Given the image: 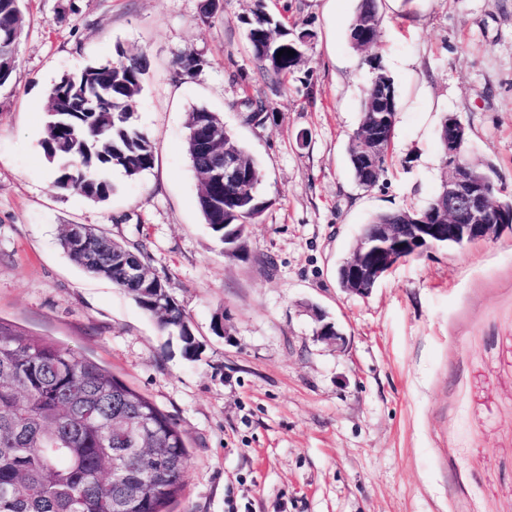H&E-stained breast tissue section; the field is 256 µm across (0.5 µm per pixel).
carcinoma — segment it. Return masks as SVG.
Instances as JSON below:
<instances>
[{
	"label": "carcinoma",
	"instance_id": "obj_1",
	"mask_svg": "<svg viewBox=\"0 0 512 512\" xmlns=\"http://www.w3.org/2000/svg\"><path fill=\"white\" fill-rule=\"evenodd\" d=\"M22 0H0V74L8 85L18 66L24 29ZM246 37L263 76L282 84L293 74L295 59L277 53L307 29H293L265 11L262 3L245 19ZM376 0H359L349 25V39L361 25L379 32ZM374 77L364 92L362 112L379 108L397 111L395 85L379 59H369ZM208 65L195 51L175 61L179 75L193 77ZM148 69L145 54L116 51L106 63H91L77 74H66L50 89V107L42 147L55 165L56 188L95 202L114 191L107 172L120 168L136 178L152 169L156 148L131 122V109ZM245 120L262 125L269 106L261 98L244 99ZM393 125L380 138L378 163L369 168L350 156L356 183L374 187L388 164L386 152ZM225 143L241 156L248 190L224 189L223 207L211 208L203 195L198 207L209 228L227 249L226 256L246 258L249 224L261 214L262 173L256 160L225 131ZM82 224H70L60 239L69 258L86 273L112 281L157 320L159 328L180 338L183 353L199 358L202 345L189 333V317L175 301L169 279H159L143 265L146 278H124L123 260L142 261V247L120 244ZM146 422L150 434L134 439ZM188 451L184 434L148 397L98 364L68 348L34 338L0 323V512H165L182 492Z\"/></svg>",
	"mask_w": 512,
	"mask_h": 512
}]
</instances>
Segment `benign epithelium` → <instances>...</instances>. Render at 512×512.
Masks as SVG:
<instances>
[{"instance_id":"benign-epithelium-1","label":"benign epithelium","mask_w":512,"mask_h":512,"mask_svg":"<svg viewBox=\"0 0 512 512\" xmlns=\"http://www.w3.org/2000/svg\"><path fill=\"white\" fill-rule=\"evenodd\" d=\"M384 118L370 116L363 126L352 134L359 143L358 157L363 164L377 163V144ZM215 130L205 124L194 130V138L203 152L211 157L206 167L212 194L221 197L224 185H238L244 179L239 157L232 151L214 147ZM464 123L454 114L443 126V140L447 146L448 177L443 180L447 204L428 216L416 217L408 212L395 216L392 224H366L355 248L342 259L339 267L340 289L351 295L365 296L398 263L409 256H418L425 250L443 243L464 245L494 241L512 231V205L500 203L503 191L488 179L478 165L458 160V153L467 142ZM317 339L345 347L346 338L325 321L326 314L315 313Z\"/></svg>"}]
</instances>
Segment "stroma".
<instances>
[{"mask_svg": "<svg viewBox=\"0 0 512 512\" xmlns=\"http://www.w3.org/2000/svg\"><path fill=\"white\" fill-rule=\"evenodd\" d=\"M203 2L23 0L19 64L0 88V320L106 367L178 424L189 460L169 512H512V233L428 249L364 297L335 275L373 214L438 190L446 114L512 195V0H381L374 53L398 122L369 191L349 166L373 78L348 40L357 0H336L332 19L325 0H266L314 34L283 89L247 45L255 0H224L207 22ZM120 47L149 59L132 121L156 160L134 180L110 170L114 192L97 203L55 187L41 141L52 85ZM188 48L208 61L191 78L174 72ZM247 93L268 103L264 125L246 123ZM201 106L263 172L243 260L225 257L197 207L185 121ZM67 224L143 244L200 360L68 258ZM314 307L345 351L316 340Z\"/></svg>", "mask_w": 512, "mask_h": 512, "instance_id": "1", "label": "stroma"}]
</instances>
